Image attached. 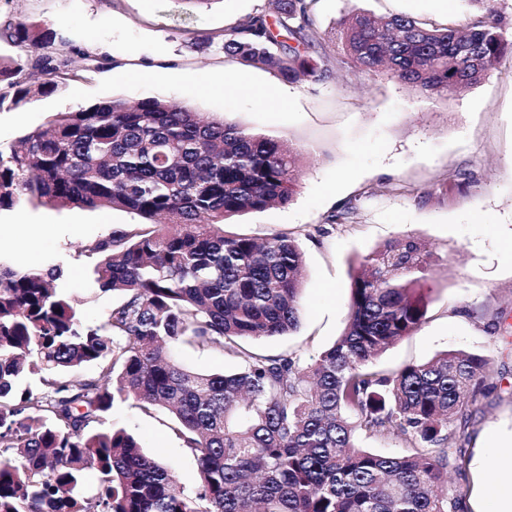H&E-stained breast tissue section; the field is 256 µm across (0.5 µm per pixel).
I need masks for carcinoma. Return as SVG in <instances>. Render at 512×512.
<instances>
[{
	"mask_svg": "<svg viewBox=\"0 0 512 512\" xmlns=\"http://www.w3.org/2000/svg\"><path fill=\"white\" fill-rule=\"evenodd\" d=\"M317 2L276 0L275 15L224 29V57L289 82L328 79ZM2 35L26 58L0 60V110L75 77L72 49L50 29L18 21ZM336 42L360 70L443 97L477 84L508 48L488 17L457 28L364 11L340 21ZM299 162L276 137L156 97L58 112L0 146V210L26 198L141 219L84 247L94 286L118 294L100 324L65 293L61 267L0 264V512H460L458 490L438 487L463 468L487 360L446 352L391 374L373 367L424 321L416 293L431 254L415 238L364 258L346 328L313 362L244 345L299 327L303 255L287 234L259 240L224 224L288 204ZM181 344L216 348L239 370H188L173 355ZM85 366L97 374L61 380ZM128 400L172 414L194 489L109 422ZM358 430L400 433L410 450L370 452ZM87 469L96 496L79 493Z\"/></svg>",
	"mask_w": 512,
	"mask_h": 512,
	"instance_id": "1",
	"label": "carcinoma"
}]
</instances>
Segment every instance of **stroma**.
Here are the masks:
<instances>
[{
    "label": "stroma",
    "instance_id": "1",
    "mask_svg": "<svg viewBox=\"0 0 512 512\" xmlns=\"http://www.w3.org/2000/svg\"><path fill=\"white\" fill-rule=\"evenodd\" d=\"M270 9L268 0H214L193 10L177 0H0V25L25 19L52 28L79 53L106 59L93 68L79 57L77 81L0 112V144L16 142L59 112L111 97H158L305 149L290 203L234 217L228 227L259 238L290 234L303 254L299 328L253 347L312 362L346 326L362 257L398 237L420 240L434 260L422 289L425 319L375 365L391 373L447 351L488 359L494 388L477 400L465 466L448 475L463 512H476L481 487L497 473L492 460L512 439V52L476 85L445 98L350 64L323 82L289 83L203 44V37ZM362 9L456 27L489 14L512 42V0H450L444 10L434 0H318L312 20L329 60L341 55L337 21ZM347 201L354 205L348 223H329ZM136 221L119 209L24 200L0 210V263L63 266L64 288L100 323L113 296L87 292L89 260L82 249ZM111 419L170 466L179 486H197V465L166 410L146 414L127 401L114 407Z\"/></svg>",
    "mask_w": 512,
    "mask_h": 512
}]
</instances>
